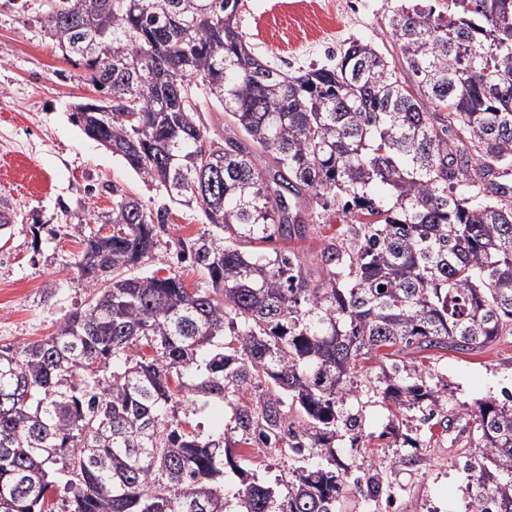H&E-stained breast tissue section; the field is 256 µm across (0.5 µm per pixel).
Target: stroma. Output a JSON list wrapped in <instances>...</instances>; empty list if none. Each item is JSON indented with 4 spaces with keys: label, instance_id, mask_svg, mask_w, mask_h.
Listing matches in <instances>:
<instances>
[{
    "label": "stroma",
    "instance_id": "35a3bbf8",
    "mask_svg": "<svg viewBox=\"0 0 512 512\" xmlns=\"http://www.w3.org/2000/svg\"><path fill=\"white\" fill-rule=\"evenodd\" d=\"M308 0H241L240 30L255 52L294 73L332 65L354 40L386 43L387 0H336L335 13L312 38ZM41 0H0V172L10 173L18 194L0 191L10 222L0 229V348L17 347L53 334L70 312L81 308L89 289L77 281L73 262L82 245L73 228L92 223L112 209L120 187L150 209L167 207L155 271L175 262L179 241L205 230L200 208L169 200L154 183L75 126L76 103L96 98L81 68L64 59L41 29ZM315 220L303 236L276 240L274 248L298 254L311 277L320 279V251L347 228L337 204L308 201ZM408 368L431 373L444 384L448 431H428L421 414L410 411L403 427L392 429L394 406L376 389L378 361L362 362L355 396L345 407L358 416L357 434L336 442V458L350 476L377 475V495L352 493L342 512H467L476 494L464 464L474 456L465 434L467 413L478 400L503 401L512 392V336L469 355L415 353ZM247 471L286 494L298 459L263 448L250 452Z\"/></svg>",
    "mask_w": 512,
    "mask_h": 512
}]
</instances>
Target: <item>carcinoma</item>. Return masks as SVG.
I'll list each match as a JSON object with an SVG mask.
<instances>
[{"label":"carcinoma","mask_w":512,"mask_h":512,"mask_svg":"<svg viewBox=\"0 0 512 512\" xmlns=\"http://www.w3.org/2000/svg\"><path fill=\"white\" fill-rule=\"evenodd\" d=\"M400 0L384 17L401 61L354 40L336 65L285 73L254 55L240 0H43L44 32L104 95L70 120L207 229L178 272L140 273L167 209L112 189V234L77 224L93 289L56 331L0 348V512H341L336 437L363 360L405 409L442 406L411 353L480 352L512 335V0ZM224 109L217 140L196 99ZM134 115L129 120L126 115ZM220 153L221 172L204 166ZM342 203L356 243H328L322 278L262 244L301 234L304 197ZM228 407L233 432L179 410ZM469 512H512V395L481 401ZM325 467L284 496L253 480L231 502L236 447Z\"/></svg>","instance_id":"obj_1"}]
</instances>
